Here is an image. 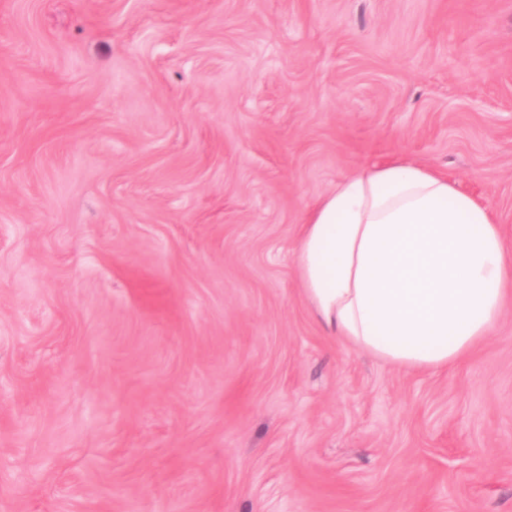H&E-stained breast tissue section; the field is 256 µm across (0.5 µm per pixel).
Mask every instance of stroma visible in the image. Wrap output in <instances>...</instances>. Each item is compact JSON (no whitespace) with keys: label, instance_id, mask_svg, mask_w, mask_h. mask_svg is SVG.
Masks as SVG:
<instances>
[{"label":"stroma","instance_id":"1","mask_svg":"<svg viewBox=\"0 0 512 512\" xmlns=\"http://www.w3.org/2000/svg\"><path fill=\"white\" fill-rule=\"evenodd\" d=\"M395 158L512 241V0H0V512H512V301L431 373L301 286Z\"/></svg>","mask_w":512,"mask_h":512}]
</instances>
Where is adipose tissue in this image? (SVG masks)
<instances>
[{
  "instance_id": "adipose-tissue-1",
  "label": "adipose tissue",
  "mask_w": 512,
  "mask_h": 512,
  "mask_svg": "<svg viewBox=\"0 0 512 512\" xmlns=\"http://www.w3.org/2000/svg\"><path fill=\"white\" fill-rule=\"evenodd\" d=\"M298 269L338 337L430 372L465 359L512 295V243L490 208L447 174L403 159L356 173L315 203Z\"/></svg>"
}]
</instances>
